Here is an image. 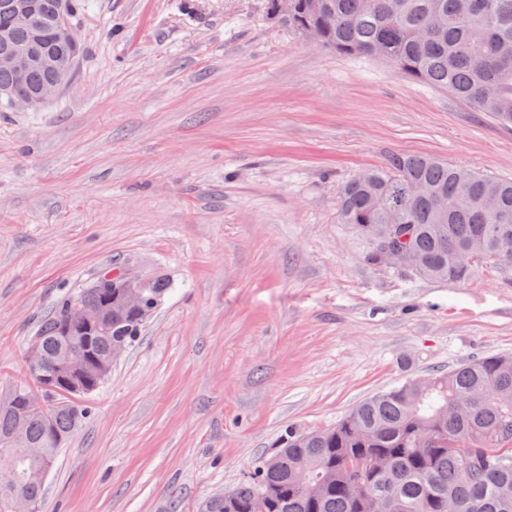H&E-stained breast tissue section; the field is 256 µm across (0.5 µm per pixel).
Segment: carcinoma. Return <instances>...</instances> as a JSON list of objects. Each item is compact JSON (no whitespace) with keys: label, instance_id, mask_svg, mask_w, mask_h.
<instances>
[{"label":"carcinoma","instance_id":"carcinoma-1","mask_svg":"<svg viewBox=\"0 0 512 512\" xmlns=\"http://www.w3.org/2000/svg\"><path fill=\"white\" fill-rule=\"evenodd\" d=\"M14 0H0V40L35 45L72 76L80 48L55 25L57 0L29 21L15 15ZM291 14H268L301 34L320 31L319 45L340 55L372 56L405 77L448 90L495 121L512 127V0H293ZM59 69L35 65L24 76L0 65V112L13 110L8 95H21L55 79ZM412 183L428 192L413 197ZM448 201L442 211L437 201ZM344 223L369 243L365 259L382 265L381 249L416 261L419 276L460 283L482 266L512 264V182L451 166L431 155L391 156L348 182L340 193ZM481 244L482 259L472 258ZM112 268L61 300L40 324L35 339L45 354L33 373L37 390L14 386L0 395V512H14L18 498L40 512L42 470L53 466L67 438L88 417L84 399L112 370V349L130 348L172 289L163 277L142 291L140 308L120 305ZM74 359L85 363L75 394L50 388ZM39 393L54 410L46 427L41 407L17 403ZM23 432H18V429ZM265 498L266 512H512V358L488 357L451 372L412 378L354 407L335 425L290 430L236 487L205 500L200 512H252Z\"/></svg>","mask_w":512,"mask_h":512}]
</instances>
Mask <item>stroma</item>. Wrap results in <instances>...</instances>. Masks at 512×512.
I'll return each instance as SVG.
<instances>
[{
    "instance_id": "stroma-1",
    "label": "stroma",
    "mask_w": 512,
    "mask_h": 512,
    "mask_svg": "<svg viewBox=\"0 0 512 512\" xmlns=\"http://www.w3.org/2000/svg\"><path fill=\"white\" fill-rule=\"evenodd\" d=\"M51 100L0 112V391L97 271L174 288L86 401L41 512H198L288 429L512 357V264L451 285L365 262L344 183L394 154L512 180V129L266 0H84Z\"/></svg>"
}]
</instances>
